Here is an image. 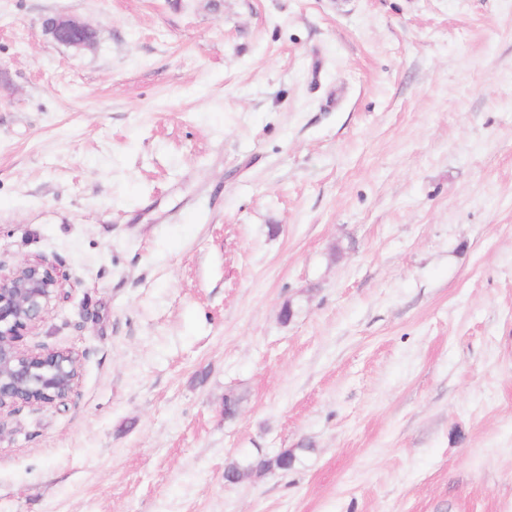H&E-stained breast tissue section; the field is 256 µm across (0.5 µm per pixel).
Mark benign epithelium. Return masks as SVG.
I'll use <instances>...</instances> for the list:
<instances>
[{
  "label": "benign epithelium",
  "instance_id": "benign-epithelium-1",
  "mask_svg": "<svg viewBox=\"0 0 512 512\" xmlns=\"http://www.w3.org/2000/svg\"><path fill=\"white\" fill-rule=\"evenodd\" d=\"M55 42L82 46L95 28L78 19L56 16L48 23ZM66 277L53 262L36 257L8 271L0 267V418L19 404L53 407L66 403L79 379L78 356L71 351H32L18 339L45 320Z\"/></svg>",
  "mask_w": 512,
  "mask_h": 512
}]
</instances>
